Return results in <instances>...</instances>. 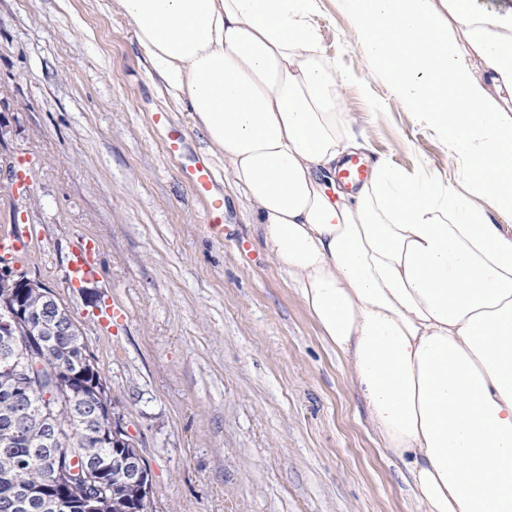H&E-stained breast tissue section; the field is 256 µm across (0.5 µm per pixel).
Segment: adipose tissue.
<instances>
[{
    "instance_id": "adipose-tissue-1",
    "label": "adipose tissue",
    "mask_w": 512,
    "mask_h": 512,
    "mask_svg": "<svg viewBox=\"0 0 512 512\" xmlns=\"http://www.w3.org/2000/svg\"><path fill=\"white\" fill-rule=\"evenodd\" d=\"M224 160L266 255L344 356L420 512H512V0H341L369 71L448 150L453 175L377 161L318 0H113Z\"/></svg>"
}]
</instances>
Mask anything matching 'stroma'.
Masks as SVG:
<instances>
[{
	"label": "stroma",
	"mask_w": 512,
	"mask_h": 512,
	"mask_svg": "<svg viewBox=\"0 0 512 512\" xmlns=\"http://www.w3.org/2000/svg\"><path fill=\"white\" fill-rule=\"evenodd\" d=\"M312 22L354 76L340 104L364 132L356 159L450 171L445 148L368 75L334 0ZM156 112L183 130L186 154H166ZM192 155L219 171L223 234L185 181ZM229 182L112 0H0V236H30L20 270L77 324L150 468L149 512H417L344 358ZM84 244L94 263L76 279ZM115 302L124 320L101 324Z\"/></svg>",
	"instance_id": "stroma-1"
}]
</instances>
